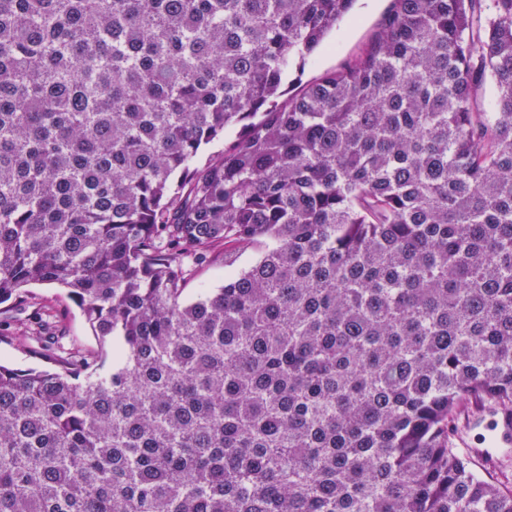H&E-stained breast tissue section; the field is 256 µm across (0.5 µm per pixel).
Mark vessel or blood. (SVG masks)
I'll return each mask as SVG.
<instances>
[{"label":"vessel or blood","mask_w":512,"mask_h":512,"mask_svg":"<svg viewBox=\"0 0 512 512\" xmlns=\"http://www.w3.org/2000/svg\"><path fill=\"white\" fill-rule=\"evenodd\" d=\"M453 438L457 447L482 464L499 465L503 456L512 453V413L485 406L465 415Z\"/></svg>","instance_id":"1"}]
</instances>
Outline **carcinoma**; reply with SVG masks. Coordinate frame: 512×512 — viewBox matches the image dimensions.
<instances>
[{
  "mask_svg": "<svg viewBox=\"0 0 512 512\" xmlns=\"http://www.w3.org/2000/svg\"><path fill=\"white\" fill-rule=\"evenodd\" d=\"M353 3L0 0V319L100 343L0 364V512H512L450 437L512 409V0H392L277 102ZM390 0H356L351 12L333 29L304 65H290L280 100L288 98L323 73L342 68L380 33ZM257 258V252L248 250L242 254H232L228 256L224 267V258L218 257L215 260L207 259L206 261L195 265L191 268L186 278L187 297L196 295L199 288H216L224 282V271H240L248 268ZM32 291L36 294L42 310L62 312L65 315L66 344L81 351H98L99 344L92 335L79 307L68 299L63 291L51 287H37Z\"/></svg>",
  "mask_w": 512,
  "mask_h": 512,
  "instance_id": "1",
  "label": "carcinoma"
}]
</instances>
